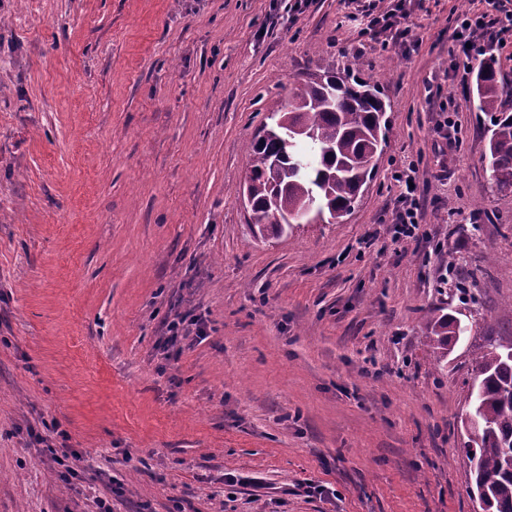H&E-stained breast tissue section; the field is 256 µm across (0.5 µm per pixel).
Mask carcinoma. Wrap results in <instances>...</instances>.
<instances>
[{"mask_svg":"<svg viewBox=\"0 0 512 512\" xmlns=\"http://www.w3.org/2000/svg\"><path fill=\"white\" fill-rule=\"evenodd\" d=\"M478 108L496 112L489 140L491 176L512 190V113L502 111V89L494 66L475 77ZM387 103L379 85H371L351 66L318 70L284 103L270 110L266 134L249 146L246 199L259 233L277 235L295 215L309 208L327 223L348 214L371 179L387 139ZM431 341L441 350L460 336L461 323L443 313L428 321ZM512 341L476 360L479 421L474 447L486 480L489 508L512 512V475L503 466L512 450Z\"/></svg>","mask_w":512,"mask_h":512,"instance_id":"1","label":"carcinoma"}]
</instances>
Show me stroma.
<instances>
[{"label": "stroma", "mask_w": 512, "mask_h": 512, "mask_svg": "<svg viewBox=\"0 0 512 512\" xmlns=\"http://www.w3.org/2000/svg\"><path fill=\"white\" fill-rule=\"evenodd\" d=\"M294 2L0 0V512H474L463 417L475 357L512 338V192L447 75L461 0L414 7L407 51ZM349 64L388 101L371 183L337 223L254 236L248 144ZM412 159L427 236L396 242ZM188 309L206 336L165 359ZM438 310L465 328L442 359ZM52 421L67 482L27 436ZM448 112H457L455 100L452 98H448V101H443L439 103V112H437L438 119L436 125L438 130L445 131V133L442 135L443 140L441 144L437 143V148L439 150L444 149V147L448 148V145L452 146L453 144H456L458 142V138L456 137V124L452 119H450V117L448 116ZM195 332L197 336L205 333V321L199 314L188 312L176 315L172 320L166 324V329L163 336V342L160 350L164 358L170 357V350L179 346L181 341ZM180 346L178 347V350Z\"/></svg>", "instance_id": "35a3bbf8"}]
</instances>
